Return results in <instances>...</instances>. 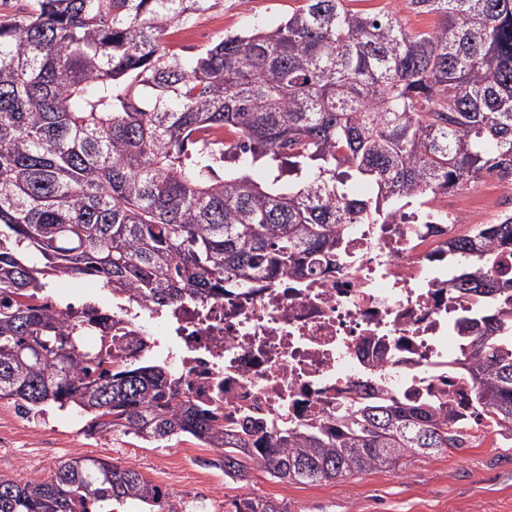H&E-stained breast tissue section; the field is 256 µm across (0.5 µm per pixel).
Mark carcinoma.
I'll return each instance as SVG.
<instances>
[{
  "mask_svg": "<svg viewBox=\"0 0 512 512\" xmlns=\"http://www.w3.org/2000/svg\"><path fill=\"white\" fill-rule=\"evenodd\" d=\"M436 18L410 31L391 10L302 0L275 26L183 58L167 33L223 0H21L0 14V400L89 418L145 442L190 436L236 481L294 484L396 470L468 442L479 419L512 432V219L449 252L451 282L486 307L462 331L472 387L441 397L362 392L336 420L275 431L224 423L223 392H185L172 364L132 358L89 303L43 295L59 276L158 308L203 303L260 277L314 276L340 260L344 224H393L484 170L512 173V0H406ZM224 129V157L198 140ZM260 165L270 179L255 182ZM161 488L132 466L74 457L48 479L0 474V512H96ZM234 512H286L266 498Z\"/></svg>",
  "mask_w": 512,
  "mask_h": 512,
  "instance_id": "1",
  "label": "carcinoma"
}]
</instances>
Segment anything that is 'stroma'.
<instances>
[{"label":"stroma","instance_id":"35a3bbf8","mask_svg":"<svg viewBox=\"0 0 512 512\" xmlns=\"http://www.w3.org/2000/svg\"><path fill=\"white\" fill-rule=\"evenodd\" d=\"M296 6V0H224L220 11L202 15L195 25L213 42L257 23L276 25ZM85 425L72 411L21 419L13 405L0 401V473L45 478L59 462L89 457L135 467L166 487L174 506L191 490L194 475L177 462L194 440L147 447L132 436L87 432ZM250 496L282 503L288 512H512V434L477 433L464 448L420 457L395 471L322 484L279 482L255 470L247 480L225 481L216 512H230L233 501Z\"/></svg>","mask_w":512,"mask_h":512}]
</instances>
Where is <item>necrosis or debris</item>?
Instances as JSON below:
<instances>
[{
	"label": "necrosis or debris",
	"mask_w": 512,
	"mask_h": 512,
	"mask_svg": "<svg viewBox=\"0 0 512 512\" xmlns=\"http://www.w3.org/2000/svg\"><path fill=\"white\" fill-rule=\"evenodd\" d=\"M439 211L344 225L342 264L316 277L277 273L164 311L126 296L112 333L174 359L191 395L223 385L225 419L251 412L277 430L334 418L362 386L453 398L469 387L458 323L474 303L450 292L448 247L474 227L464 213L512 215V177L483 174Z\"/></svg>",
	"instance_id": "1"
}]
</instances>
